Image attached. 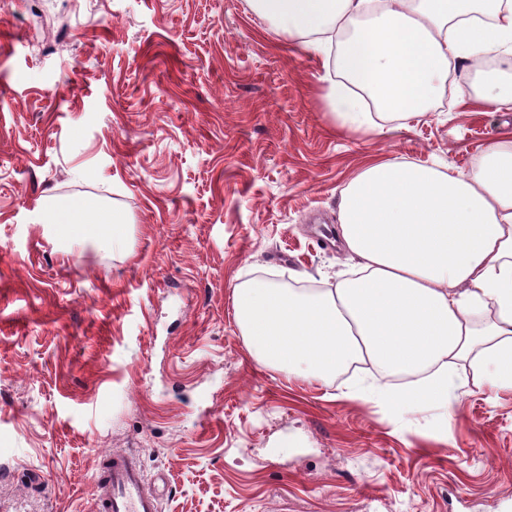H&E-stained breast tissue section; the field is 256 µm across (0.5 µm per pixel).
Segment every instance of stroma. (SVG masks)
Instances as JSON below:
<instances>
[{
	"label": "stroma",
	"mask_w": 512,
	"mask_h": 512,
	"mask_svg": "<svg viewBox=\"0 0 512 512\" xmlns=\"http://www.w3.org/2000/svg\"><path fill=\"white\" fill-rule=\"evenodd\" d=\"M327 66L251 0H0V512H92L113 449L167 474L160 512H512V388L402 417L245 345L233 284L334 282L366 162L464 173L512 128L496 58L379 137L331 126ZM50 194L102 199L127 248L38 223Z\"/></svg>",
	"instance_id": "stroma-1"
}]
</instances>
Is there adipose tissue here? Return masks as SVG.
Instances as JSON below:
<instances>
[{"label": "adipose tissue", "instance_id": "obj_1", "mask_svg": "<svg viewBox=\"0 0 512 512\" xmlns=\"http://www.w3.org/2000/svg\"><path fill=\"white\" fill-rule=\"evenodd\" d=\"M310 54L335 53L324 97L337 129L383 134L419 116L452 63L512 60V0H254ZM336 234L359 275L304 293L234 287L236 320L263 367L329 379L351 364L412 374L374 386L399 414L472 384L512 387V135L465 174L389 158L340 192ZM41 223L115 246L121 214L93 198H45Z\"/></svg>", "mask_w": 512, "mask_h": 512}]
</instances>
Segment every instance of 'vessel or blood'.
I'll list each match as a JSON object with an SVG mask.
<instances>
[{
    "instance_id": "vessel-or-blood-1",
    "label": "vessel or blood",
    "mask_w": 512,
    "mask_h": 512,
    "mask_svg": "<svg viewBox=\"0 0 512 512\" xmlns=\"http://www.w3.org/2000/svg\"><path fill=\"white\" fill-rule=\"evenodd\" d=\"M94 512H159V493L148 489L145 474L122 451L100 456L92 486Z\"/></svg>"
}]
</instances>
